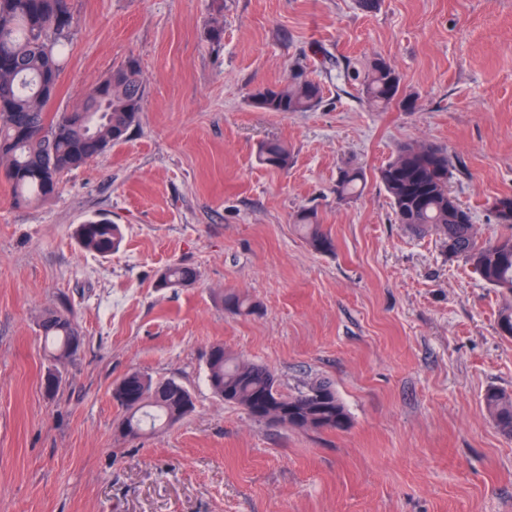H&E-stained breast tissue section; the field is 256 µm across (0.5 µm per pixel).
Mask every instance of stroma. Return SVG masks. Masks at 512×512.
I'll use <instances>...</instances> for the list:
<instances>
[{
	"label": "stroma",
	"mask_w": 512,
	"mask_h": 512,
	"mask_svg": "<svg viewBox=\"0 0 512 512\" xmlns=\"http://www.w3.org/2000/svg\"><path fill=\"white\" fill-rule=\"evenodd\" d=\"M72 15L51 111L130 57L146 96L127 139L56 196L19 205L0 179V512H512V438L482 402L512 393L506 296L438 233L396 223L378 179L402 144L442 146L479 235L501 232L487 203L512 195V0H72ZM376 58L402 102L368 95ZM295 69L321 83L317 109L251 105ZM268 140L288 145V170L260 164ZM346 168L366 172L360 198L336 195ZM305 208L334 251L295 231ZM99 217L124 235L105 257L76 240ZM174 262L196 282L158 288ZM230 292L255 312L231 314ZM47 310L83 337L59 364ZM217 343L283 393L329 381L349 429L224 403L206 379ZM133 371L184 385L194 412L120 435L112 390Z\"/></svg>",
	"instance_id": "obj_1"
}]
</instances>
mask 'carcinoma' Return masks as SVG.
<instances>
[{
    "mask_svg": "<svg viewBox=\"0 0 512 512\" xmlns=\"http://www.w3.org/2000/svg\"><path fill=\"white\" fill-rule=\"evenodd\" d=\"M71 0H0V177L19 203L54 196L62 175L84 167L108 147L124 141L137 123L145 99V86L136 60L112 68L74 111L49 115L62 71V53L69 34ZM367 92L377 102L399 100L400 77L381 58L368 67ZM321 84L301 74L251 94V104L265 112H308L322 103ZM259 161L285 170L292 155L283 142L265 141L258 147ZM452 164L448 153L434 144L410 142L379 172L395 219L418 235L434 230L448 240V254L461 257L489 286L512 294V197H496L488 209L499 206L511 214L498 218L504 233L482 239L470 210L450 193ZM366 182L359 168L340 171L336 194L342 199L361 195ZM295 226L309 246L320 253L334 249V242L319 224L317 214L301 210ZM80 246L102 257L116 251L122 241L118 225L106 218L85 221L77 229ZM194 268L174 263L159 275L157 287L192 285ZM235 313H251L255 305L235 293L224 297ZM40 330L55 345L53 358L73 356L72 346L82 343L74 319L58 311L41 316ZM207 381L215 396L244 408L257 419H271L290 427L343 431L350 417L333 387L315 382L285 395L267 367L229 356L224 346L210 347ZM113 399L124 414L116 422L126 436L171 425L190 415L183 400L190 391L173 379L154 380L138 371L127 374L113 389ZM485 409L498 430L512 437V394L489 389Z\"/></svg>",
    "mask_w": 512,
    "mask_h": 512,
    "instance_id": "carcinoma-1",
    "label": "carcinoma"
}]
</instances>
